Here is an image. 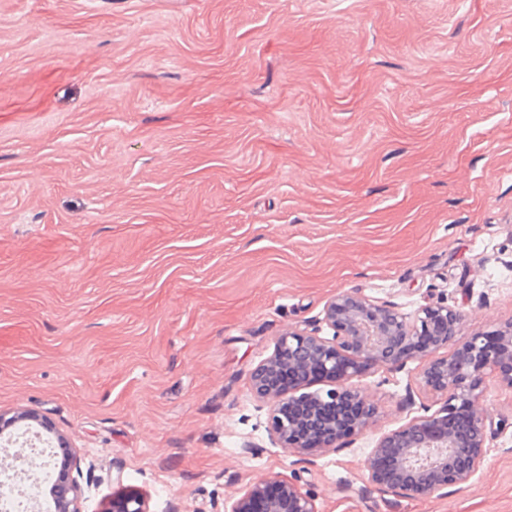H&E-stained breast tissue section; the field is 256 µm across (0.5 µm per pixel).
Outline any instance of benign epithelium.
I'll use <instances>...</instances> for the list:
<instances>
[{
  "label": "benign epithelium",
  "instance_id": "7a95c632",
  "mask_svg": "<svg viewBox=\"0 0 512 512\" xmlns=\"http://www.w3.org/2000/svg\"><path fill=\"white\" fill-rule=\"evenodd\" d=\"M461 318L459 310L443 302L409 314L358 290L338 294L324 311L332 336L288 331L252 374L253 390L271 405L273 434L289 452L306 455L323 453L366 432L376 406L352 380L369 369L419 357L424 360L421 388L445 399L432 414L414 417L376 440L366 460L368 479L412 497L468 481L488 452V415L480 406L484 378L495 371L502 384L512 388V370L504 367L512 364V325L496 336L478 332L450 354L436 356L453 341ZM281 370L295 373L303 387L316 375L330 378L336 387L323 394L293 395L271 384V376ZM344 403L358 411L347 426L339 414ZM51 495L56 512H80L77 484L70 476H62ZM225 512L317 510L314 499L295 483L266 479L250 486Z\"/></svg>",
  "mask_w": 512,
  "mask_h": 512
}]
</instances>
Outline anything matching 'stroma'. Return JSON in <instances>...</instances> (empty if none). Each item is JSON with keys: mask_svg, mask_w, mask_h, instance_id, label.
I'll return each mask as SVG.
<instances>
[{"mask_svg": "<svg viewBox=\"0 0 512 512\" xmlns=\"http://www.w3.org/2000/svg\"><path fill=\"white\" fill-rule=\"evenodd\" d=\"M512 323V0H0V412L73 445L81 512H512V389L428 497L376 439L437 410L423 361L357 378L362 435L288 453L251 375L340 292ZM225 512H317L314 499L293 482L266 479L250 486Z\"/></svg>", "mask_w": 512, "mask_h": 512, "instance_id": "stroma-1", "label": "stroma"}]
</instances>
